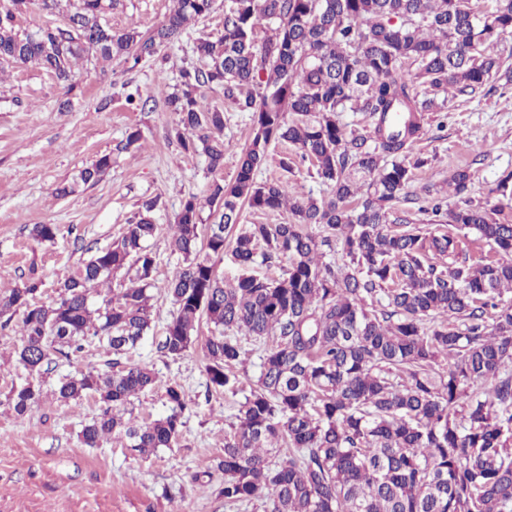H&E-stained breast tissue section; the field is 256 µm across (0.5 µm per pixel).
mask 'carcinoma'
Segmentation results:
<instances>
[{
    "mask_svg": "<svg viewBox=\"0 0 512 512\" xmlns=\"http://www.w3.org/2000/svg\"><path fill=\"white\" fill-rule=\"evenodd\" d=\"M63 1L70 3L65 26L21 32L17 14L32 0H3L0 60L34 63L64 83L73 62L89 54L136 65L180 40L215 2L172 0L165 21L143 35L112 32L105 16L121 0L39 6L52 12ZM226 2L223 31L194 42L206 65L182 71L168 104L179 114L181 147L202 151L212 171L224 163V112L203 103L200 88H224L255 125L234 181L209 186L205 243L195 198L176 216L172 247L183 265L165 285L174 312L157 346L166 358H183L206 320L209 385L236 394L243 340L273 337L224 435V504L261 499L265 512H512V301L503 302L512 295V222L468 200L445 213L433 207L453 232L411 227L397 215L413 202L414 171L428 163L417 150L425 114L492 81L512 82L498 49L512 32V0ZM288 112L298 118L286 121ZM342 112L365 114L373 129L346 131ZM281 141L312 163L329 197L256 180L270 145ZM110 167L112 155L99 157L60 193L98 182ZM471 180L463 167L448 185L461 194ZM243 202L256 211L285 208L292 221L240 228ZM154 210V201L144 202L121 238L65 278L50 303L29 301L41 285L36 277L0 292L1 328L22 311L16 356L25 369L48 368L90 337L116 356L111 370L82 372L56 390L61 402L96 394L104 404L81 431L89 448L111 437L150 456L172 447L183 427L187 402L176 383L165 388L168 415L138 425L115 414L157 384L154 371L119 359L150 329L156 259L145 242L158 231ZM471 230L505 258L469 262ZM59 232L35 224L30 235L53 243ZM337 242L349 262L335 268L321 257ZM228 247L245 269L259 258L281 273H244L226 285L210 257ZM124 267L134 270L130 286L91 308V288ZM369 299L379 311L366 309ZM488 380V391L474 390ZM41 398L31 384L10 395L19 416Z\"/></svg>",
    "mask_w": 512,
    "mask_h": 512,
    "instance_id": "cac0c4a2",
    "label": "carcinoma"
}]
</instances>
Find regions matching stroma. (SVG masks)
Wrapping results in <instances>:
<instances>
[{
	"label": "stroma",
	"instance_id": "1",
	"mask_svg": "<svg viewBox=\"0 0 512 512\" xmlns=\"http://www.w3.org/2000/svg\"><path fill=\"white\" fill-rule=\"evenodd\" d=\"M170 6V0H123L108 21L114 32L133 28L146 34L165 20ZM223 24L224 0H215L209 16L192 25L181 41L162 46L153 60L134 67L121 58L79 61L71 90L37 65L0 63V289L16 287L34 271L43 282L34 301L49 302L64 278L120 237L143 202L156 201L159 231L148 243L156 257L151 328L122 361L149 366L158 377L152 391L133 401L137 423L167 414L168 383L180 384L188 403L177 444L157 454L143 458L112 441L86 447L81 430L99 414L98 396L65 404L54 391L78 370L105 368L112 360L109 348L88 340L81 352L33 374L17 362L19 334L0 329V512L264 510L259 500L226 507L219 494L224 475L217 463L240 396L209 392L201 345L177 361L157 351L173 312L164 285L182 262L170 247L175 218L189 197L205 200L213 181L234 180L254 127L251 113L237 111L223 89L214 86L200 94L224 111L223 166L209 170L204 154L185 152L176 138L179 117L166 98L181 69L195 61L193 39L220 32ZM135 90L147 98L145 108L126 103V93ZM133 132L138 142L125 147ZM418 148L428 163L414 173L413 195L425 197L453 170L467 167L473 179L463 196L449 194V206L468 198L502 206L512 219V201L496 190L501 176L512 171V85L496 83L489 93L459 97L448 111L429 113ZM105 154L111 155L112 166L99 182L58 195V188ZM257 178L289 182L304 194L326 191L313 165L286 143L270 146ZM35 224L59 225L55 243L36 244L30 236ZM29 382L41 385L44 396L19 418L8 396L13 387Z\"/></svg>",
	"mask_w": 512,
	"mask_h": 512
}]
</instances>
